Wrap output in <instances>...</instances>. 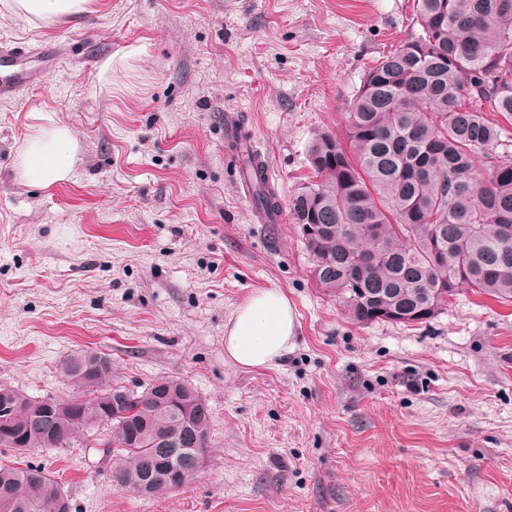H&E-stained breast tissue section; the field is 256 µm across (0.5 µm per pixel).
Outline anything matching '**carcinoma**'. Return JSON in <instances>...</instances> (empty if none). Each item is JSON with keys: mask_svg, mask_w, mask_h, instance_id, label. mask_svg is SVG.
<instances>
[{"mask_svg": "<svg viewBox=\"0 0 512 512\" xmlns=\"http://www.w3.org/2000/svg\"><path fill=\"white\" fill-rule=\"evenodd\" d=\"M421 33L382 56L347 109L345 140L314 133L308 148L315 180L291 202L311 256L310 276L336 297L353 324L416 326L470 291L512 302V0H415ZM503 151H498V148ZM257 212L280 210L256 155H242ZM374 252L376 261L360 256ZM72 387L65 399L32 400L0 387V448L18 455L61 448L103 429L87 447L112 456L115 483L143 496L180 489L203 469L211 416L183 380L128 391L112 404V357L95 349L65 356ZM184 478L174 484L159 434H182ZM0 512H70L58 481L42 467L0 464Z\"/></svg>", "mask_w": 512, "mask_h": 512, "instance_id": "1", "label": "carcinoma"}]
</instances>
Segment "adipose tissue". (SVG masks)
Segmentation results:
<instances>
[{"label":"adipose tissue","instance_id":"ef3b65f1","mask_svg":"<svg viewBox=\"0 0 512 512\" xmlns=\"http://www.w3.org/2000/svg\"><path fill=\"white\" fill-rule=\"evenodd\" d=\"M90 0H7L5 8L27 21H52L86 11ZM81 162L72 130L39 116L15 170L27 186L46 189L70 179ZM297 313L279 289L252 293L224 326V347L244 368L271 367L294 346Z\"/></svg>","mask_w":512,"mask_h":512}]
</instances>
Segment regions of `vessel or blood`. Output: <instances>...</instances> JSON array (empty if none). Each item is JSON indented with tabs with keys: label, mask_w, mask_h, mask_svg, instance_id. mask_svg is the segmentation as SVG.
Returning <instances> with one entry per match:
<instances>
[{
	"label": "vessel or blood",
	"mask_w": 512,
	"mask_h": 512,
	"mask_svg": "<svg viewBox=\"0 0 512 512\" xmlns=\"http://www.w3.org/2000/svg\"><path fill=\"white\" fill-rule=\"evenodd\" d=\"M60 63L61 55L56 47H24L0 41V67L6 70L0 78V98L44 85L47 75Z\"/></svg>",
	"instance_id": "vessel-or-blood-1"
}]
</instances>
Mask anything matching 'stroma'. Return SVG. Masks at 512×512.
I'll return each mask as SVG.
<instances>
[{
    "instance_id": "1",
    "label": "stroma",
    "mask_w": 512,
    "mask_h": 512,
    "mask_svg": "<svg viewBox=\"0 0 512 512\" xmlns=\"http://www.w3.org/2000/svg\"><path fill=\"white\" fill-rule=\"evenodd\" d=\"M419 31L414 0H91L33 24L0 10V41L64 55L0 99V386L64 396L60 360L91 347L119 385L181 378L212 416L200 476L157 498L118 489L80 438L0 460L48 470L71 512H512V303L463 292L421 325L354 326L311 280L287 207L313 133L344 137L367 69ZM37 113L82 149L45 190L14 168ZM229 116L262 152L278 222L224 156ZM267 288L297 311L294 347L243 369L224 326Z\"/></svg>"
}]
</instances>
